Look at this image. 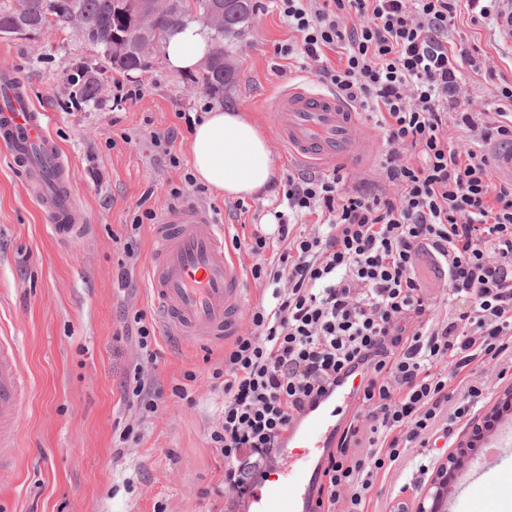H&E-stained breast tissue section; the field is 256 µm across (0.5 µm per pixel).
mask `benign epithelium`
Instances as JSON below:
<instances>
[{
	"instance_id": "obj_1",
	"label": "benign epithelium",
	"mask_w": 512,
	"mask_h": 512,
	"mask_svg": "<svg viewBox=\"0 0 512 512\" xmlns=\"http://www.w3.org/2000/svg\"><path fill=\"white\" fill-rule=\"evenodd\" d=\"M511 412L512 383H502L497 387L492 405L469 421L456 447L439 464L420 496L415 512H445L448 492L454 485L459 471L480 448L501 417Z\"/></svg>"
}]
</instances>
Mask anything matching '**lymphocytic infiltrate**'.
Listing matches in <instances>:
<instances>
[{
    "label": "lymphocytic infiltrate",
    "mask_w": 512,
    "mask_h": 512,
    "mask_svg": "<svg viewBox=\"0 0 512 512\" xmlns=\"http://www.w3.org/2000/svg\"><path fill=\"white\" fill-rule=\"evenodd\" d=\"M462 0H276L293 32L279 53L329 81L374 119L385 145L388 191L365 193L340 177L288 178L277 227L235 249L258 258L271 290L214 368L224 412L210 434L224 459V512H240L281 453V437L339 374L363 368V413L323 467L327 512H364L373 479L427 447L442 420L483 399L477 366L512 354V183L497 180L490 142L512 141V81L494 86L501 108L484 122L452 111L465 67L448 45ZM355 13L359 23L347 27ZM341 51L339 66L326 50ZM467 128L471 147L448 143ZM316 216L313 233L291 224ZM466 310L436 320L422 265Z\"/></svg>",
    "instance_id": "f902f5d3"
}]
</instances>
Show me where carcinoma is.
<instances>
[{
	"mask_svg": "<svg viewBox=\"0 0 512 512\" xmlns=\"http://www.w3.org/2000/svg\"><path fill=\"white\" fill-rule=\"evenodd\" d=\"M142 0H0V34H27L71 28L95 46L104 59L105 69L123 74L142 73L151 67L153 56L141 52L143 44L164 50L169 34L191 23L207 30L209 56L198 83L214 98L237 82L236 69L224 67V56L239 39L254 15L252 0H165L149 13L127 8ZM224 7L225 23L208 24L207 10ZM120 36L124 48L119 53L105 51L101 39Z\"/></svg>",
	"mask_w": 512,
	"mask_h": 512,
	"instance_id": "obj_1",
	"label": "carcinoma"
}]
</instances>
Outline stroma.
Wrapping results in <instances>:
<instances>
[{"mask_svg": "<svg viewBox=\"0 0 512 512\" xmlns=\"http://www.w3.org/2000/svg\"><path fill=\"white\" fill-rule=\"evenodd\" d=\"M253 2V20L231 50L237 83L220 102L190 73L169 70L160 54L149 71L123 76L142 94L117 106L113 75L103 73L97 49L74 30L0 36V70L14 71L36 105L50 113L51 135L89 222L79 241L57 240L37 186L25 182L0 149V335L16 338L28 390L14 426L17 467L0 478V512H156L160 506L166 512H224L223 497L214 493L224 479V460L210 441L224 405L210 375L224 350L162 335L156 361L142 362L130 324L138 311L147 323L158 322L143 279L153 253L152 225L144 223L133 254L116 238L140 203L162 211L175 188L184 202L205 207L242 238L260 231L279 205L278 194L260 193L239 211L233 199L187 182L190 132L179 113L198 117L220 103L244 112L265 135L280 178L303 173L275 138L264 103L298 82L313 92L328 86L279 55L290 32L274 0ZM449 38L485 62V69L467 71L459 98L491 121L497 103L490 75L512 81V54L462 6ZM90 79L98 80L99 92L87 101L79 83ZM170 131L173 143L159 147L156 136ZM173 155L179 166L170 164ZM138 363L164 400L160 413L143 422L122 391ZM188 370L197 379L185 401L173 389L185 383ZM130 422L133 438L116 447L118 425ZM465 428V422H449L447 437L436 446L408 449L389 474L377 477L368 512H413L430 470ZM448 512H512V479L484 481L476 497L453 490Z\"/></svg>", "mask_w": 512, "mask_h": 512, "instance_id": "stroma-1", "label": "stroma"}]
</instances>
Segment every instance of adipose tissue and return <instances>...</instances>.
Here are the masks:
<instances>
[{
  "label": "adipose tissue",
  "mask_w": 512,
  "mask_h": 512,
  "mask_svg": "<svg viewBox=\"0 0 512 512\" xmlns=\"http://www.w3.org/2000/svg\"><path fill=\"white\" fill-rule=\"evenodd\" d=\"M205 52V36L198 26L169 37L166 62L170 70L197 67ZM194 178L217 193L245 199L270 188L277 169L262 131L240 113L217 107L205 112L190 130Z\"/></svg>",
  "instance_id": "ef3b65f1"
}]
</instances>
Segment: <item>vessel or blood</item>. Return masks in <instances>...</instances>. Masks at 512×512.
<instances>
[{
	"mask_svg": "<svg viewBox=\"0 0 512 512\" xmlns=\"http://www.w3.org/2000/svg\"><path fill=\"white\" fill-rule=\"evenodd\" d=\"M0 90L10 98L9 104L0 103V145L27 179L40 184V204L56 238L77 240L87 218L66 182L49 113L37 108L25 83L12 72L0 73ZM271 107L276 138L300 163L341 167L373 150L357 112L334 93L295 84L276 93ZM490 157L496 175L512 181V143L495 145ZM152 237L157 247L145 278L165 333L207 345L237 336L250 290L243 261L227 246L228 227L215 223L204 207L181 204L162 211ZM362 377L358 370L342 376L332 393L297 416L283 438L291 449L284 468L271 472L256 491L258 512H314L320 482L316 462L337 447ZM25 392L17 342L0 336V471L18 458L11 426Z\"/></svg>",
	"mask_w": 512,
	"mask_h": 512,
	"instance_id": "obj_1",
	"label": "vessel or blood"
}]
</instances>
